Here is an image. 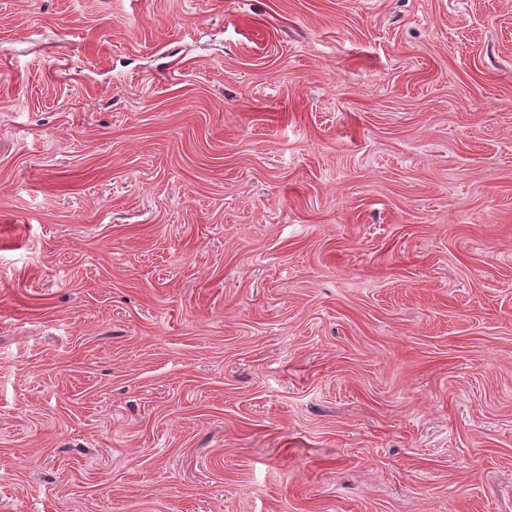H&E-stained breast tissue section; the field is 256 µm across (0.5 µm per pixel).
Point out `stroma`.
<instances>
[{"instance_id":"1","label":"stroma","mask_w":512,"mask_h":512,"mask_svg":"<svg viewBox=\"0 0 512 512\" xmlns=\"http://www.w3.org/2000/svg\"><path fill=\"white\" fill-rule=\"evenodd\" d=\"M0 512H512V0H0Z\"/></svg>"}]
</instances>
